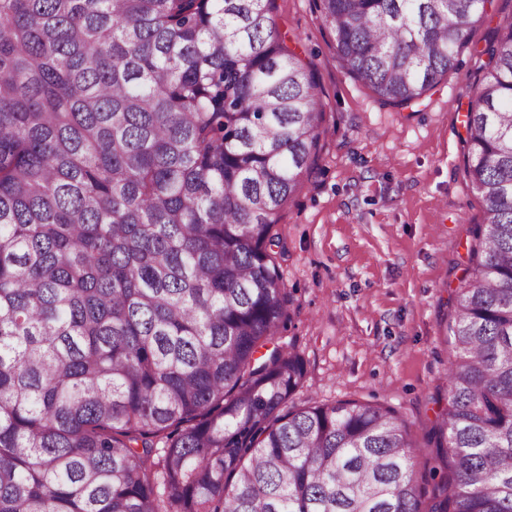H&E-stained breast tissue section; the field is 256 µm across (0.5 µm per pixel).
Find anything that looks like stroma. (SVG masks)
<instances>
[{"label":"stroma","mask_w":512,"mask_h":512,"mask_svg":"<svg viewBox=\"0 0 512 512\" xmlns=\"http://www.w3.org/2000/svg\"><path fill=\"white\" fill-rule=\"evenodd\" d=\"M276 19L324 102L317 160L277 227L290 317L275 341L295 344L307 368L292 402L395 410L431 495L449 474L434 435L452 353L441 326L484 217L461 142L479 63L462 49L422 100L396 107L341 66L317 0H276Z\"/></svg>","instance_id":"1"}]
</instances>
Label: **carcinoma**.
Masks as SVG:
<instances>
[{"label": "carcinoma", "mask_w": 512, "mask_h": 512, "mask_svg": "<svg viewBox=\"0 0 512 512\" xmlns=\"http://www.w3.org/2000/svg\"><path fill=\"white\" fill-rule=\"evenodd\" d=\"M274 0H0V512H512V17L463 162L484 203L445 325L452 478L423 508L390 408L306 377L276 227L324 133ZM343 68L407 106L486 0H321ZM266 352H261V349Z\"/></svg>", "instance_id": "1"}]
</instances>
